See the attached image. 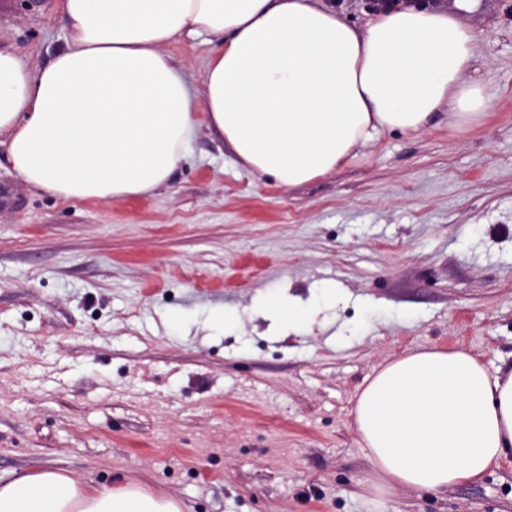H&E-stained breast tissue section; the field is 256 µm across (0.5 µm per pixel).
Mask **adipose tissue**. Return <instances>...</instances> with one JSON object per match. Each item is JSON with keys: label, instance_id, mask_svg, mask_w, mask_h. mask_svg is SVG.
Wrapping results in <instances>:
<instances>
[{"label": "adipose tissue", "instance_id": "adipose-tissue-1", "mask_svg": "<svg viewBox=\"0 0 512 512\" xmlns=\"http://www.w3.org/2000/svg\"><path fill=\"white\" fill-rule=\"evenodd\" d=\"M474 0L401 4L350 23L331 0H58L67 46L46 66L0 49V138L26 183L109 203L164 185L203 110L252 172L294 187L335 172L385 132L427 130L440 111L462 129L491 92L467 73ZM207 33L203 94L166 45ZM336 286L287 290L257 306L283 333L336 305ZM355 426L377 475L443 491L512 454V371L463 350L424 348L368 378ZM0 512H182L140 483L96 486L43 467L0 482Z\"/></svg>", "mask_w": 512, "mask_h": 512}]
</instances>
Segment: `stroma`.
Segmentation results:
<instances>
[{
    "mask_svg": "<svg viewBox=\"0 0 512 512\" xmlns=\"http://www.w3.org/2000/svg\"><path fill=\"white\" fill-rule=\"evenodd\" d=\"M462 130L384 133L285 188L200 122L152 193L64 200L0 167V480L41 467L147 484L182 512H512V459L443 492L376 476L354 426L366 378L421 347L512 370V0H479ZM53 0H0V49L48 65ZM213 45L167 50L195 89ZM336 284L331 323L272 336L277 288ZM235 310L236 330L207 328ZM190 312L193 324L170 325Z\"/></svg>",
    "mask_w": 512,
    "mask_h": 512,
    "instance_id": "35a3bbf8",
    "label": "stroma"
}]
</instances>
